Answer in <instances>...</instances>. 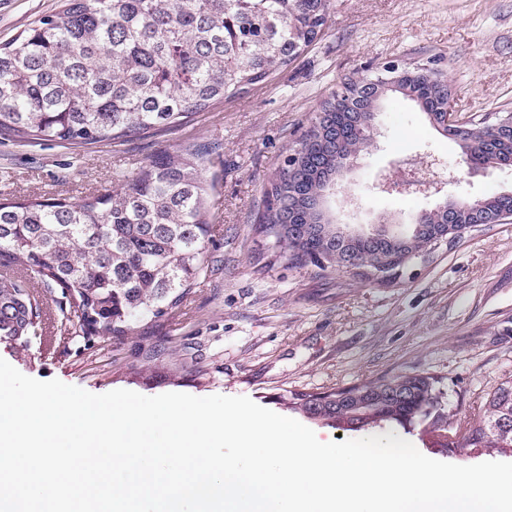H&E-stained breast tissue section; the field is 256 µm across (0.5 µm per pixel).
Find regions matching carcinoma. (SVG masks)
<instances>
[{"label":"carcinoma","mask_w":512,"mask_h":512,"mask_svg":"<svg viewBox=\"0 0 512 512\" xmlns=\"http://www.w3.org/2000/svg\"><path fill=\"white\" fill-rule=\"evenodd\" d=\"M329 0H65L0 46V137L58 142L75 147L127 141L150 130L182 125L200 112L265 82L318 37ZM353 75L342 86L377 82L349 102L331 95L321 103L285 158L257 217V233L274 239L278 260L334 271L351 253L364 266L395 251L388 238L354 240L343 224H318L312 202L336 163L362 155L369 138L358 124L399 95L424 114L443 106L441 72L413 67L396 81ZM461 162L498 167L512 162V130L469 123L448 132ZM211 150L188 145L163 151L104 193L69 198L0 199V268L27 274L24 281L0 272V342L27 345L41 336L44 310L27 281L55 286L68 298L69 314L87 333L125 336L141 323L150 337L168 311L187 300L205 269ZM493 214L512 208V196L458 198ZM445 222L435 210L409 241L421 250L432 226ZM443 393L427 374L329 394H292L288 404L325 424L362 428L431 421L444 431ZM461 445L512 452V379L490 393L478 418L463 423Z\"/></svg>","instance_id":"carcinoma-1"}]
</instances>
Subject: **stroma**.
Instances as JSON below:
<instances>
[{"label":"stroma","mask_w":512,"mask_h":512,"mask_svg":"<svg viewBox=\"0 0 512 512\" xmlns=\"http://www.w3.org/2000/svg\"><path fill=\"white\" fill-rule=\"evenodd\" d=\"M63 0H0V45ZM438 66L466 122L512 111V0H330L317 40L247 92L126 142L73 147L0 139V198L78 199L117 184L157 152L215 142L207 268L153 339H100L67 317L60 289H42L47 329L27 348L0 343V358L26 376L95 394L246 396L293 419V392L349 388L406 374L440 380L450 422L474 419L488 393L512 379V223L483 224L440 246L426 263L384 284L346 272L277 262L254 230L276 170L321 101L353 74L385 64ZM376 147L337 186L350 224L389 215L412 223L446 198L512 188V168L469 174L458 145L409 100L389 97L376 116ZM435 158L440 192H383L381 176ZM394 434L425 456L458 465L512 462V453L446 448L427 423Z\"/></svg>","instance_id":"stroma-1"}]
</instances>
